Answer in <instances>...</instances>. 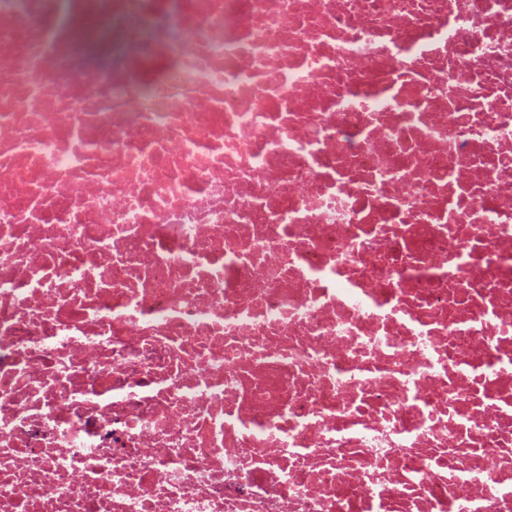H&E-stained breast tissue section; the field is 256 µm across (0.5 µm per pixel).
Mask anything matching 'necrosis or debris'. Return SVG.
<instances>
[{
    "instance_id": "1",
    "label": "necrosis or debris",
    "mask_w": 512,
    "mask_h": 512,
    "mask_svg": "<svg viewBox=\"0 0 512 512\" xmlns=\"http://www.w3.org/2000/svg\"><path fill=\"white\" fill-rule=\"evenodd\" d=\"M0 512H512V0H0Z\"/></svg>"
}]
</instances>
